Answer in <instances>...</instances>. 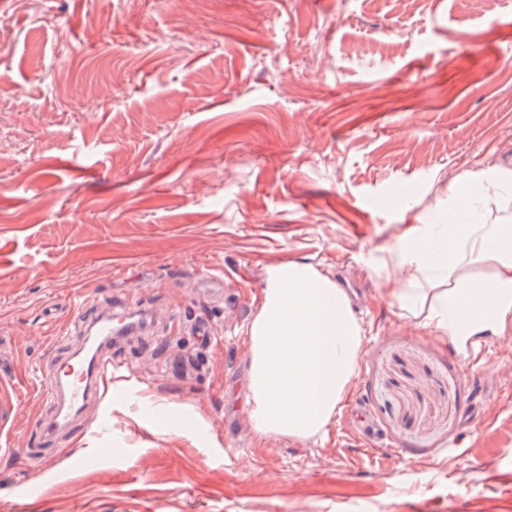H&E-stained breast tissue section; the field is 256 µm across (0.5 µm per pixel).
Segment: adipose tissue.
Instances as JSON below:
<instances>
[{"instance_id": "1", "label": "adipose tissue", "mask_w": 512, "mask_h": 512, "mask_svg": "<svg viewBox=\"0 0 512 512\" xmlns=\"http://www.w3.org/2000/svg\"><path fill=\"white\" fill-rule=\"evenodd\" d=\"M507 173L462 180L438 224H418L378 272L401 318L429 328L468 355L474 336L504 331L512 318V216L489 224L485 203ZM364 352L349 294L312 265L267 271L247 330L246 410L259 438L303 440L324 431Z\"/></svg>"}]
</instances>
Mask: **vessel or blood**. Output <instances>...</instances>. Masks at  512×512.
Here are the masks:
<instances>
[{"label":"vessel or blood","instance_id":"1","mask_svg":"<svg viewBox=\"0 0 512 512\" xmlns=\"http://www.w3.org/2000/svg\"><path fill=\"white\" fill-rule=\"evenodd\" d=\"M78 325L91 338L88 349L70 357L54 358L40 382L42 399L55 407V423L62 427L69 424L88 400L99 395L107 377L122 369V361L106 356L103 345L112 337L142 330L145 322L139 313L125 304L116 314L79 315Z\"/></svg>","mask_w":512,"mask_h":512}]
</instances>
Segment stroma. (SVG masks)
Listing matches in <instances>:
<instances>
[{
    "instance_id": "obj_1",
    "label": "stroma",
    "mask_w": 512,
    "mask_h": 512,
    "mask_svg": "<svg viewBox=\"0 0 512 512\" xmlns=\"http://www.w3.org/2000/svg\"><path fill=\"white\" fill-rule=\"evenodd\" d=\"M493 166L512 0H0V512H512V325L465 360L375 276ZM287 262L358 288L364 354L324 433L262 441L247 327ZM79 297L155 323L50 438Z\"/></svg>"
}]
</instances>
